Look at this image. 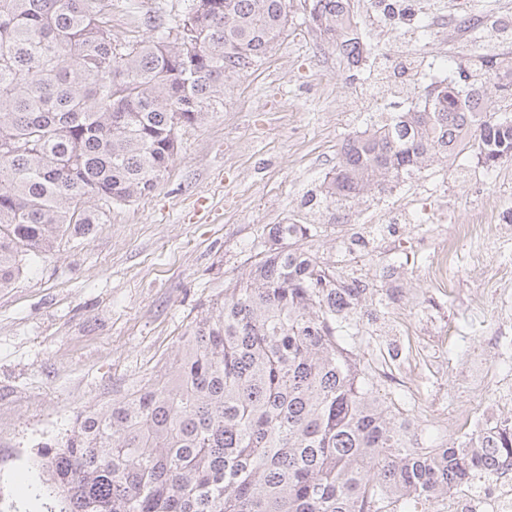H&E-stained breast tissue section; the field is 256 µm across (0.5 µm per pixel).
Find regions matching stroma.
<instances>
[{
  "instance_id": "1",
  "label": "stroma",
  "mask_w": 512,
  "mask_h": 512,
  "mask_svg": "<svg viewBox=\"0 0 512 512\" xmlns=\"http://www.w3.org/2000/svg\"><path fill=\"white\" fill-rule=\"evenodd\" d=\"M376 53L426 63L408 95L392 98L373 61L350 73L335 46L291 0L288 29L248 71L224 83V106L181 130L179 149L148 196L112 207L88 235H65L52 255L0 290V512H46L22 496L20 472L39 476L44 449L59 447L88 406L122 399L175 354L177 338L225 284L246 277L277 224H303L302 247L338 274L373 286L343 338L424 445L464 440L448 419L468 403L478 365L512 379V162L486 170L475 158L434 156L415 179L371 191L332 221L310 206L342 142L401 112L450 59L470 61L474 40L512 56V33L464 34L409 26L352 0ZM186 0H112V34L147 36ZM492 225L458 247L447 284L426 279L456 225ZM508 277L486 287V272Z\"/></svg>"
}]
</instances>
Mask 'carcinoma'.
I'll return each mask as SVG.
<instances>
[{
	"mask_svg": "<svg viewBox=\"0 0 512 512\" xmlns=\"http://www.w3.org/2000/svg\"><path fill=\"white\" fill-rule=\"evenodd\" d=\"M201 2L119 44L112 0H0V289L58 238L150 194L179 131L288 28L290 0ZM309 15L348 65L370 55L351 0H311ZM188 39L200 43L189 65ZM457 70L429 106L348 138L310 202L334 217L436 154L488 169L512 161V113L487 115L467 94L488 80L511 93L512 57ZM307 232L275 225L247 278L188 326L166 369L41 455L34 498L58 497L60 512H428L493 454L512 456V419L445 448L420 446L418 429L395 421V403L338 338L369 284L296 246Z\"/></svg>",
	"mask_w": 512,
	"mask_h": 512,
	"instance_id": "carcinoma-1",
	"label": "carcinoma"
}]
</instances>
